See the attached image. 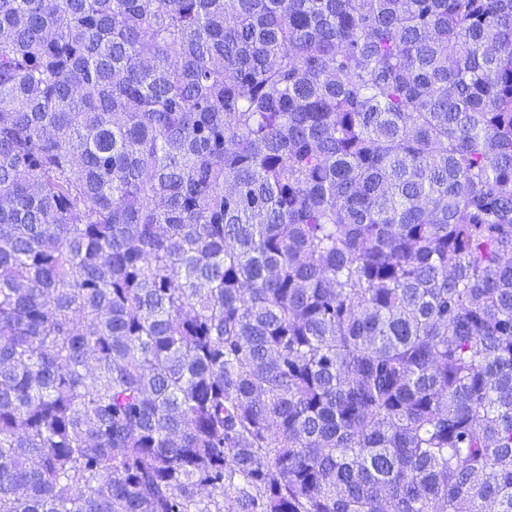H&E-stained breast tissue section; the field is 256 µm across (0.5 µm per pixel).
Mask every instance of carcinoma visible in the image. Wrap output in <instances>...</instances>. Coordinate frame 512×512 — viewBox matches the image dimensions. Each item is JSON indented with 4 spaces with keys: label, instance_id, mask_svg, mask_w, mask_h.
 <instances>
[{
    "label": "carcinoma",
    "instance_id": "cac0c4a2",
    "mask_svg": "<svg viewBox=\"0 0 512 512\" xmlns=\"http://www.w3.org/2000/svg\"><path fill=\"white\" fill-rule=\"evenodd\" d=\"M0 512H512V0H0Z\"/></svg>",
    "mask_w": 512,
    "mask_h": 512
}]
</instances>
